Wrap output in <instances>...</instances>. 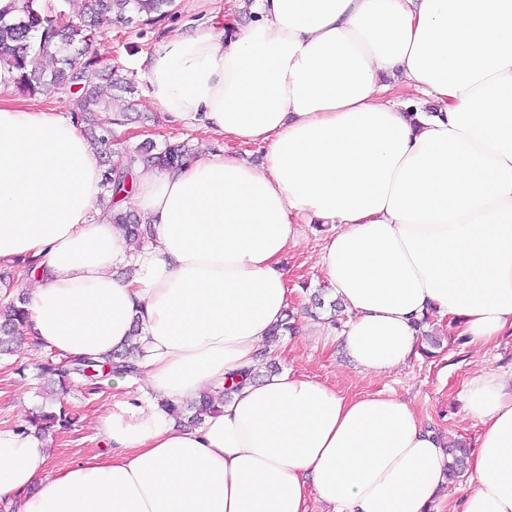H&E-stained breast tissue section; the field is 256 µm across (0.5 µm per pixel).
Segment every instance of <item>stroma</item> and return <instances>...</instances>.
Wrapping results in <instances>:
<instances>
[{
  "label": "stroma",
  "mask_w": 512,
  "mask_h": 512,
  "mask_svg": "<svg viewBox=\"0 0 512 512\" xmlns=\"http://www.w3.org/2000/svg\"><path fill=\"white\" fill-rule=\"evenodd\" d=\"M225 0H175L173 14L153 25L133 24L112 27L98 36L92 51L112 65L117 75L134 80L135 94L116 93L113 104L127 108L130 120L116 131L112 147L114 158H126L138 141H152L157 147L187 141L206 152L228 151L247 161L260 163L265 149L242 145L203 133L196 129L171 127L159 112L147 104V83L143 60L173 29L192 33L209 27L211 12L223 8ZM323 237L304 227L295 245L289 247L283 266L288 273L289 309L296 317V332L277 338V350L265 353V361L278 368L292 367L309 377L336 386L343 394L396 395L409 402L425 426L441 437H455L473 444L480 427L465 409L463 394L466 383L483 371L512 375V334L486 346L469 344L447 322H435L441 339L433 356L418 355L405 366L383 375L359 373L353 368L340 343L328 340L325 320L311 316L310 294L325 284L317 264ZM48 350L33 342L22 343L14 353L0 356V424H25L32 412L44 401L38 369L48 357ZM112 399V386L101 383L98 391L87 394L83 385L71 386L65 402L74 423L64 431L48 434L49 470L85 460L100 451L95 419L100 409Z\"/></svg>",
  "instance_id": "stroma-1"
}]
</instances>
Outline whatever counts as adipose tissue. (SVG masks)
Instances as JSON below:
<instances>
[{
    "label": "adipose tissue",
    "instance_id": "obj_1",
    "mask_svg": "<svg viewBox=\"0 0 512 512\" xmlns=\"http://www.w3.org/2000/svg\"><path fill=\"white\" fill-rule=\"evenodd\" d=\"M255 20L174 31L146 59L168 123L265 146L133 169L113 224L81 127L14 93L0 66V263L34 260L28 333L102 360L141 322L145 351L95 422L109 452L48 472L34 433L0 427V501L16 512H436L442 439L406 401L348 397L294 369L248 383L201 427L160 407L254 366L288 306L283 258L303 226L351 317L354 367L419 353L430 314L484 346L512 333V0H255ZM436 103L416 107L417 97ZM135 271L115 277L113 268ZM482 430L459 512H512V383L464 390ZM112 222L121 226L130 244L137 249L143 247L154 236L151 224H143L141 219L127 211H112Z\"/></svg>",
    "mask_w": 512,
    "mask_h": 512
}]
</instances>
